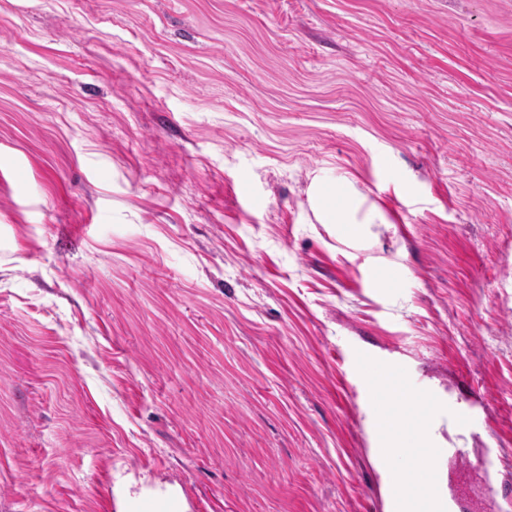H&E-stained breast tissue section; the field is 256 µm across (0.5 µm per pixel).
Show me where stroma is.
Instances as JSON below:
<instances>
[{
  "label": "stroma",
  "mask_w": 512,
  "mask_h": 512,
  "mask_svg": "<svg viewBox=\"0 0 512 512\" xmlns=\"http://www.w3.org/2000/svg\"><path fill=\"white\" fill-rule=\"evenodd\" d=\"M355 362L512 512V0H0V512H385ZM341 190L344 192L342 197H340ZM337 191L340 203L336 205V212L331 215L333 223L336 221V224L343 226L348 234L354 233L357 226L355 224H376L375 221L380 216L374 209L367 212L364 222H356L352 214L359 207L360 202L357 204L355 196L345 192L342 186L337 187Z\"/></svg>",
  "instance_id": "1"
}]
</instances>
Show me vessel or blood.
Here are the masks:
<instances>
[{"label":"vessel or blood","mask_w":512,"mask_h":512,"mask_svg":"<svg viewBox=\"0 0 512 512\" xmlns=\"http://www.w3.org/2000/svg\"><path fill=\"white\" fill-rule=\"evenodd\" d=\"M366 400L377 412L374 425V444L381 461L393 472L386 488L387 512H440L443 496L439 486L429 487L426 494L410 491L409 482L418 474L434 470L441 458L453 456L465 462L460 448H393L387 442L389 410L394 400H403L414 418L412 428L417 434H427L434 422L438 406L434 397L424 389L408 385H389L380 372L372 371L360 381Z\"/></svg>","instance_id":"1"}]
</instances>
